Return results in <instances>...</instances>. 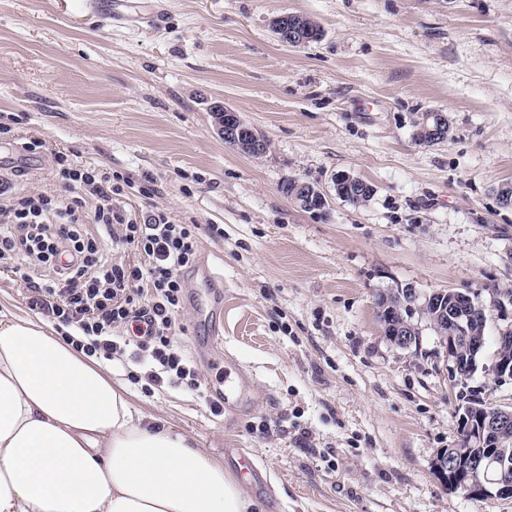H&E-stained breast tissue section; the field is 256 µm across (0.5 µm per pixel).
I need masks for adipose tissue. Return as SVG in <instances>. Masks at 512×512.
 <instances>
[{
	"instance_id": "ef3b65f1",
	"label": "adipose tissue",
	"mask_w": 512,
	"mask_h": 512,
	"mask_svg": "<svg viewBox=\"0 0 512 512\" xmlns=\"http://www.w3.org/2000/svg\"><path fill=\"white\" fill-rule=\"evenodd\" d=\"M222 457L132 406L109 365L0 311V512H255Z\"/></svg>"
}]
</instances>
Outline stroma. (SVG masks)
Returning a JSON list of instances; mask_svg holds the SVG:
<instances>
[{
  "instance_id": "1",
  "label": "stroma",
  "mask_w": 512,
  "mask_h": 512,
  "mask_svg": "<svg viewBox=\"0 0 512 512\" xmlns=\"http://www.w3.org/2000/svg\"><path fill=\"white\" fill-rule=\"evenodd\" d=\"M158 25L72 18L61 0H0V139L16 191L59 195L52 151L129 177L133 216L162 210L203 225L195 281L176 318L178 347L218 386L226 362L250 373L246 412L216 415L184 388L144 391L126 361L136 410L196 447L254 460L262 512H512V498L445 487L432 463L459 445L460 398L493 392L512 408V379L491 366L512 306V0H163ZM296 13L322 29L292 47L272 20ZM223 102L269 143L259 158L225 145L211 107ZM447 113L450 137L415 138L426 112ZM373 185L365 205L335 197L334 175ZM153 180L155 192L141 186ZM302 179L331 195L325 213L280 187ZM223 227V236L206 227ZM410 285L420 297L467 288L487 306L486 347L456 382L423 314L418 346L393 348L376 295ZM224 292V347L200 301Z\"/></svg>"
}]
</instances>
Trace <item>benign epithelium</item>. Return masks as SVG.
Masks as SVG:
<instances>
[{
	"label": "benign epithelium",
	"instance_id": "benign-epithelium-1",
	"mask_svg": "<svg viewBox=\"0 0 512 512\" xmlns=\"http://www.w3.org/2000/svg\"><path fill=\"white\" fill-rule=\"evenodd\" d=\"M277 38L285 45L295 42L301 35V26L291 24L287 16L281 15L273 20ZM218 133L224 143L252 157H260L267 152L266 140L234 109L223 103L212 107ZM447 115L441 112L424 114L418 133L424 137L439 139L446 133ZM329 202L328 194L320 187L309 182L297 180L293 183L290 200L300 208H310L316 197ZM452 329L443 330L432 323L435 331L441 333L448 362L451 363L453 376L461 379L455 355L471 347L477 348L484 343L487 323V311L484 304L477 300L471 302L468 310L451 319ZM387 338L398 349H408L419 341L415 325L401 320L389 325ZM493 372L499 379L512 378V354L498 350L494 355ZM512 447V409L476 408L464 411L460 422V447L444 448L436 456L433 469L444 486L452 490H461L473 497H512V465L495 453L484 456L469 464H464L468 456L466 449L497 448L503 452Z\"/></svg>",
	"mask_w": 512,
	"mask_h": 512
}]
</instances>
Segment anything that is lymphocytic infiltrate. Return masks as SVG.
<instances>
[{
  "label": "lymphocytic infiltrate",
  "mask_w": 512,
  "mask_h": 512,
  "mask_svg": "<svg viewBox=\"0 0 512 512\" xmlns=\"http://www.w3.org/2000/svg\"><path fill=\"white\" fill-rule=\"evenodd\" d=\"M52 162L68 198L13 194L0 174V273L20 278L31 306L53 318L76 351L129 355L136 383L205 391L197 364L173 338L198 225L174 223L161 210L134 221L116 201L123 175L64 154ZM116 250L134 251L136 262L114 261Z\"/></svg>",
  "instance_id": "1"
}]
</instances>
